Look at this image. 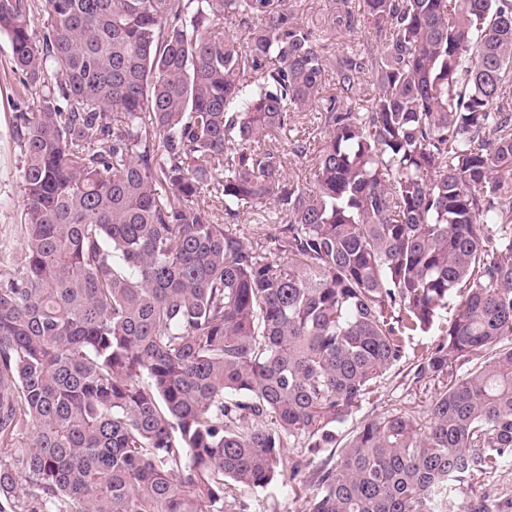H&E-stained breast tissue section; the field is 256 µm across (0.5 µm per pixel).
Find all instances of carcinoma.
Instances as JSON below:
<instances>
[{"mask_svg": "<svg viewBox=\"0 0 512 512\" xmlns=\"http://www.w3.org/2000/svg\"><path fill=\"white\" fill-rule=\"evenodd\" d=\"M41 7L40 32L0 0L41 89L21 268L0 254V512H249L286 466L305 512H512L472 489L512 465V0H358L376 49L332 59L290 0ZM308 111L301 187L261 141ZM452 296L427 414L345 430ZM317 112H307L298 117L295 130L291 132L294 138H299L308 142H311V149L307 156L302 158L294 157L293 155L288 156L287 167L285 173L287 179L299 182L301 186H308L309 177L311 176V169L314 167L315 154L317 147L323 141L325 135V128L323 123H320V115H316Z\"/></svg>", "mask_w": 512, "mask_h": 512, "instance_id": "1", "label": "carcinoma"}]
</instances>
